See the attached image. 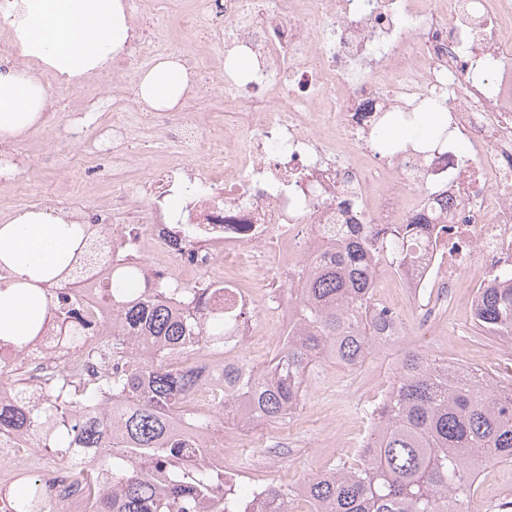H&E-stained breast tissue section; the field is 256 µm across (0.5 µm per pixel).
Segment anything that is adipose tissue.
<instances>
[{
	"mask_svg": "<svg viewBox=\"0 0 512 512\" xmlns=\"http://www.w3.org/2000/svg\"><path fill=\"white\" fill-rule=\"evenodd\" d=\"M0 22L8 25L19 56L37 62L64 81L101 70L128 43L126 0H0ZM184 66L159 61L141 78L139 94L150 107L172 110L189 97ZM48 97L43 81L18 67L0 68V141L25 135L42 121ZM76 246L61 218L23 210L0 226V335H25L45 302L26 295L34 281L58 275Z\"/></svg>",
	"mask_w": 512,
	"mask_h": 512,
	"instance_id": "ef3b65f1",
	"label": "adipose tissue"
}]
</instances>
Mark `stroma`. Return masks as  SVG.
I'll return each instance as SVG.
<instances>
[{
  "instance_id": "stroma-1",
  "label": "stroma",
  "mask_w": 512,
  "mask_h": 512,
  "mask_svg": "<svg viewBox=\"0 0 512 512\" xmlns=\"http://www.w3.org/2000/svg\"><path fill=\"white\" fill-rule=\"evenodd\" d=\"M26 138L34 161L19 174L23 190L67 195L82 188L76 170L84 161L80 144L53 145L48 128L39 125ZM52 162H45V155ZM414 341L429 355L455 353L469 366L487 371L495 380L512 382V348L473 326L467 293L444 308ZM389 371L386 359L375 355L359 368H335L316 364L305 383V404L286 424L272 426V433L286 436L294 456L259 462L258 472L268 477L297 482L323 470L354 462L369 430L367 413L375 404L377 386ZM512 504V464H490L480 473L474 512H498Z\"/></svg>"
}]
</instances>
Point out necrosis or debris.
I'll list each match as a JSON object with an SVG mask.
<instances>
[{"label":"necrosis or debris","mask_w":512,"mask_h":512,"mask_svg":"<svg viewBox=\"0 0 512 512\" xmlns=\"http://www.w3.org/2000/svg\"><path fill=\"white\" fill-rule=\"evenodd\" d=\"M138 33L123 58L95 75L92 93L60 86L47 103L53 138L81 143L92 173L112 191L95 203L47 192V204L90 224L104 243L93 265L78 264L77 287L56 282L46 324L22 353L0 345V366L36 386L61 360L81 381L103 366L91 352L112 337L116 314L106 294L112 267L137 265L153 281L187 283L205 273L224 291V344L173 355L172 368L192 374L188 402L169 414L168 436L190 460L228 468L223 428L204 425L225 395L221 373L243 353L265 349L258 320L287 326L291 296L271 292V275L292 278L332 245L340 224H367L384 234L412 225L413 255L400 276L420 304L418 323L469 288H482L512 265V0H127ZM190 32L204 53L190 57L194 75L211 71L206 49L224 52V109L213 120L204 92L187 112L144 105L139 73L159 57H181L160 11ZM250 58L247 73L236 57ZM431 103L448 113V142L422 148L400 141L382 148L375 131L393 112ZM112 115L103 122L101 113ZM172 146L146 181L126 171L141 157ZM429 222L425 231L415 223ZM476 267L477 277L464 272ZM251 285L240 288V273ZM88 321L83 342L62 348L56 322L66 311ZM35 475L56 512H93L69 466L45 462L17 433L0 434V512H17L14 494Z\"/></svg>","instance_id":"obj_1"}]
</instances>
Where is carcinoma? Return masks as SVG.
I'll list each match as a JSON object with an SVG mask.
<instances>
[{
    "label": "carcinoma",
    "mask_w": 512,
    "mask_h": 512,
    "mask_svg": "<svg viewBox=\"0 0 512 512\" xmlns=\"http://www.w3.org/2000/svg\"><path fill=\"white\" fill-rule=\"evenodd\" d=\"M408 226L398 224L380 239L365 224H350L344 239L312 261L295 281L285 283L294 318L279 358L266 362L252 381L240 372L224 373L232 394L250 401L270 423H284L302 403L309 366L322 358L328 342L338 344L349 365L372 350L390 323L375 310L378 267L411 266L403 240ZM508 283L481 291L472 321L481 331L512 345V268L500 274ZM219 290L170 288L140 278L137 267L120 266L112 282L118 306L116 341L96 349L112 357L125 339L141 342L129 375H104L78 394L66 390L65 376L45 381L32 408L0 407V432H24L43 448H84L73 476L95 497L96 512H196L194 497L212 498L211 512H250L251 501L231 491L224 472L187 463L182 447L167 439L170 407L185 401L194 379L173 369L171 351L224 343V300ZM400 375L385 407L376 411L379 440L369 457L330 468L272 493L270 512H292L290 495L305 496L320 512H472L456 508L471 502L480 469L491 462L512 463V405L497 398L499 382L482 372L461 379L448 364L416 347L399 360ZM105 398L122 405L123 440L103 443V423L82 420L83 402ZM52 421L50 431L43 421ZM139 456L144 474L162 463L173 474L157 492L128 474L125 459ZM18 512H55L38 501L36 483L28 485Z\"/></svg>",
    "instance_id": "1"
}]
</instances>
